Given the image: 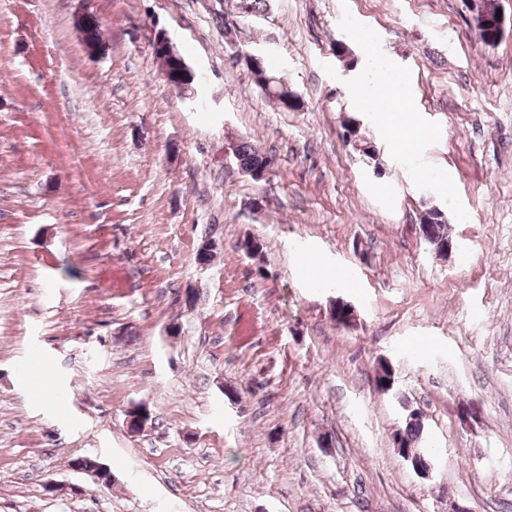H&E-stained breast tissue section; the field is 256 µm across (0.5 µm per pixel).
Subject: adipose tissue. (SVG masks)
<instances>
[{"mask_svg":"<svg viewBox=\"0 0 512 512\" xmlns=\"http://www.w3.org/2000/svg\"><path fill=\"white\" fill-rule=\"evenodd\" d=\"M352 94L359 104L383 102L391 110L390 130L393 146L400 151H409L416 147L412 125L415 117L413 104L404 83H383L378 85H358Z\"/></svg>","mask_w":512,"mask_h":512,"instance_id":"ef3b65f1","label":"adipose tissue"}]
</instances>
